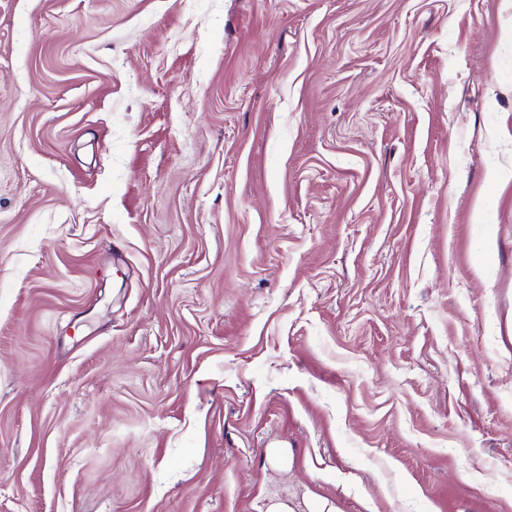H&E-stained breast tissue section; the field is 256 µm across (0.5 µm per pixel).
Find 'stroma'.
<instances>
[{"label":"stroma","instance_id":"stroma-1","mask_svg":"<svg viewBox=\"0 0 512 512\" xmlns=\"http://www.w3.org/2000/svg\"><path fill=\"white\" fill-rule=\"evenodd\" d=\"M512 0H0V512H512Z\"/></svg>","mask_w":512,"mask_h":512}]
</instances>
